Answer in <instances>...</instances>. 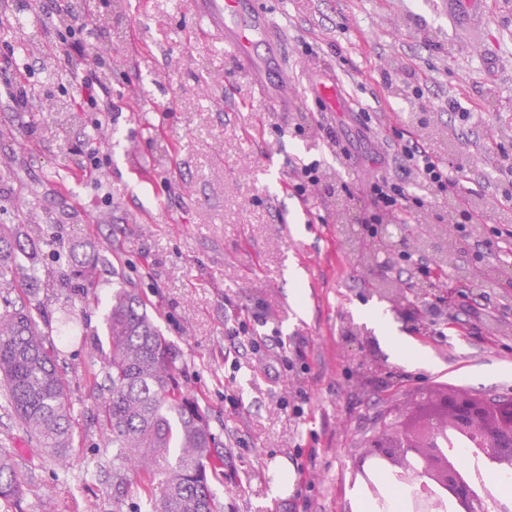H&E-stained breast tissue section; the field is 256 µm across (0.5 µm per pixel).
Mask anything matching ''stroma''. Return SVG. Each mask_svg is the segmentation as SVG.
Segmentation results:
<instances>
[{
	"label": "stroma",
	"mask_w": 512,
	"mask_h": 512,
	"mask_svg": "<svg viewBox=\"0 0 512 512\" xmlns=\"http://www.w3.org/2000/svg\"><path fill=\"white\" fill-rule=\"evenodd\" d=\"M261 2L288 34L285 65L295 81L284 112L265 111L196 0H98L108 14L94 32L112 57L106 70L57 50L52 19L27 0L25 39L52 47L68 75L105 82L112 109L18 108L15 74L0 70V224L25 232L33 208L49 232L14 252L12 273L49 269L57 250L91 272L87 293L40 287L25 298L64 354L77 426L70 467L59 473L0 409V448L15 460L23 490L18 501L0 498V512H134L135 497L113 504L112 450L95 420L92 378L108 358L105 317L118 281L146 301L173 343L178 381L201 396L213 432L241 438L230 477L211 482L234 512H300L306 497L312 512H367L360 485L341 478L385 415L444 381L480 397L512 396V299L503 295L512 238L495 233L499 172L512 159V0ZM317 78L337 79L356 111H316L308 86ZM417 85L423 98L412 93ZM452 100L470 112L467 125L449 112ZM98 121L102 168L88 178L83 141ZM395 129L443 159L465 157L458 191H477L493 207L480 230L456 231L454 261L470 276L453 283L456 307L441 339L417 328L415 311L433 301L420 296L412 260L447 252L436 228L447 224L450 200L401 217L407 237L380 269L360 259L372 243L368 198L321 191L305 200V213L290 186L293 167L316 160L361 194L368 180L398 172ZM333 135L348 141L350 157L333 151ZM294 267L301 281L290 280ZM385 281L398 282L404 299L381 295ZM257 302L267 322L255 334L305 354L276 377L246 351L224 360L239 309ZM370 306L416 343L418 358H393L360 315ZM228 392L237 408L225 403ZM300 395L302 415L284 409L283 400ZM279 458L304 466L306 478L271 498L270 465Z\"/></svg>",
	"instance_id": "obj_1"
}]
</instances>
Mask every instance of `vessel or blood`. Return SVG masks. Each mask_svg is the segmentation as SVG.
Listing matches in <instances>:
<instances>
[{
    "mask_svg": "<svg viewBox=\"0 0 512 512\" xmlns=\"http://www.w3.org/2000/svg\"><path fill=\"white\" fill-rule=\"evenodd\" d=\"M199 10L214 30L223 32L226 50L254 82L268 111H287L290 84L283 62L285 42L271 12L260 8L256 0H201ZM312 93L322 111L351 109L334 83H317Z\"/></svg>",
    "mask_w": 512,
    "mask_h": 512,
    "instance_id": "vessel-or-blood-1",
    "label": "vessel or blood"
}]
</instances>
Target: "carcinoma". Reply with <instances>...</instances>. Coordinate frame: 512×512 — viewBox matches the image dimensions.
Returning <instances> with one entry per match:
<instances>
[{
  "instance_id": "cac0c4a2",
  "label": "carcinoma",
  "mask_w": 512,
  "mask_h": 512,
  "mask_svg": "<svg viewBox=\"0 0 512 512\" xmlns=\"http://www.w3.org/2000/svg\"><path fill=\"white\" fill-rule=\"evenodd\" d=\"M18 245L15 228L0 224V287L25 293L26 282L8 281L4 265ZM52 288H74L77 260L60 251ZM110 360L102 367L97 422L112 446V498L135 493L139 512H220L210 478L224 467V449L199 400L176 378V353L129 288L112 291L105 318ZM59 353L26 305L0 298V385L19 424L47 457L68 466L74 408L64 393ZM172 459L161 497L156 465ZM22 486L10 455L0 453V498H18Z\"/></svg>"
}]
</instances>
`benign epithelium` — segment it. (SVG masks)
Returning a JSON list of instances; mask_svg holds the SVG:
<instances>
[{
    "instance_id": "1",
    "label": "benign epithelium",
    "mask_w": 512,
    "mask_h": 512,
    "mask_svg": "<svg viewBox=\"0 0 512 512\" xmlns=\"http://www.w3.org/2000/svg\"><path fill=\"white\" fill-rule=\"evenodd\" d=\"M450 429L464 433L498 468H512V398L432 392L383 425L356 458L357 470L363 474L366 463L381 462L429 493L440 488L457 512H489L484 476L466 480L448 464L443 437Z\"/></svg>"
}]
</instances>
